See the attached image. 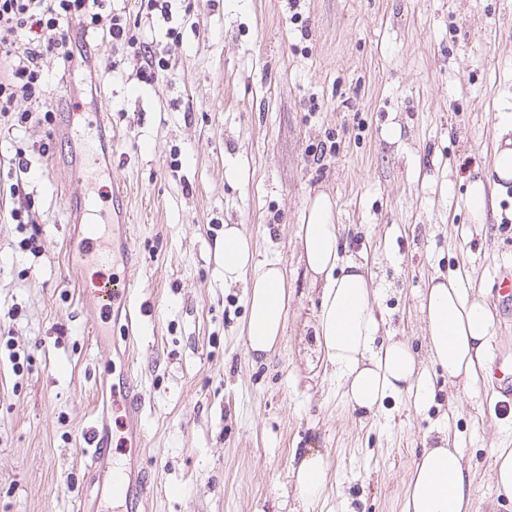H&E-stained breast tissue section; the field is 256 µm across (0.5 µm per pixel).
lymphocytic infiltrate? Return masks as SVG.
I'll return each mask as SVG.
<instances>
[{
	"label": "lymphocytic infiltrate",
	"instance_id": "f902f5d3",
	"mask_svg": "<svg viewBox=\"0 0 512 512\" xmlns=\"http://www.w3.org/2000/svg\"><path fill=\"white\" fill-rule=\"evenodd\" d=\"M90 0H0V54L13 58L6 77H0V122L9 129L26 126L32 104L43 103L47 82L41 62L54 56L72 61V32L103 31L126 44L139 63L143 78L154 81L167 71L156 61L148 42L133 38L122 14L93 12Z\"/></svg>",
	"mask_w": 512,
	"mask_h": 512
}]
</instances>
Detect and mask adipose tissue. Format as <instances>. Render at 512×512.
I'll return each mask as SVG.
<instances>
[{
	"instance_id": "obj_1",
	"label": "adipose tissue",
	"mask_w": 512,
	"mask_h": 512,
	"mask_svg": "<svg viewBox=\"0 0 512 512\" xmlns=\"http://www.w3.org/2000/svg\"><path fill=\"white\" fill-rule=\"evenodd\" d=\"M302 258L322 279L317 336L349 406L378 412L387 397L403 395L415 408L427 407L432 394L425 372L402 340L378 342L371 276L361 264L343 262L339 226L329 195H316L297 231ZM224 283H244L246 345L251 356H270L284 336L288 290L277 261L256 264L253 242L234 224L224 227ZM428 352L451 383L470 387L485 375L494 338V316L465 287L460 275L434 277L421 303ZM329 461L318 451L305 454L295 470L302 504L324 494ZM473 481L462 449L443 445L423 449L414 460L404 494L403 512H469Z\"/></svg>"
}]
</instances>
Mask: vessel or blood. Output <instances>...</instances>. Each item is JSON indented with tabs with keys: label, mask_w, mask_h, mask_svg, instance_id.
Listing matches in <instances>:
<instances>
[{
	"label": "vessel or blood",
	"mask_w": 512,
	"mask_h": 512,
	"mask_svg": "<svg viewBox=\"0 0 512 512\" xmlns=\"http://www.w3.org/2000/svg\"><path fill=\"white\" fill-rule=\"evenodd\" d=\"M101 113H88L83 129H76L69 113H58L56 155L59 166L78 185V192L64 201V210L71 223L80 226L78 251L85 265L95 266L98 276L91 288L82 292L91 312L99 315L101 323L121 317L120 331L125 336L137 335L141 311L136 303L135 277L141 267L140 255L128 231L130 213L127 193L120 181H113L111 193L98 197L84 192L90 167L98 158L101 147ZM112 405L124 414L127 439L133 444L144 440L145 395L131 372L119 375L112 386ZM111 439L106 429L91 424L85 454L91 467L101 468L111 455ZM110 494L120 512H147L148 491L141 475L131 470L113 473Z\"/></svg>",
	"instance_id": "vessel-or-blood-1"
}]
</instances>
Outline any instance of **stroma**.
I'll list each match as a JSON object with an SVG mask.
<instances>
[{"label": "stroma", "mask_w": 512, "mask_h": 512, "mask_svg": "<svg viewBox=\"0 0 512 512\" xmlns=\"http://www.w3.org/2000/svg\"><path fill=\"white\" fill-rule=\"evenodd\" d=\"M132 33L168 61L159 81L99 33L85 57L43 70L49 105L77 127L106 113L104 140L120 138L111 177L131 188L142 262L133 355L120 332L94 338L67 265L75 186L41 152L53 127L0 130V512H79L95 492L82 447L96 414L114 465L151 474L149 512H402L415 455L445 437L474 477L472 512H512L491 456L512 448V405L432 366L428 409L394 397L351 410L317 345L320 284L296 237L328 194L341 255L374 274L383 335L427 360L421 296L458 273L495 314L491 356L512 360V308L494 287L512 267V181L488 187L485 225L464 204L512 141V0H170ZM19 206L31 223L11 219ZM228 224L257 263L287 271L284 338L265 362L242 336L243 286L224 284ZM129 368L146 396L139 447L112 408ZM311 448L330 469L306 508L292 469Z\"/></svg>", "instance_id": "35a3bbf8"}]
</instances>
